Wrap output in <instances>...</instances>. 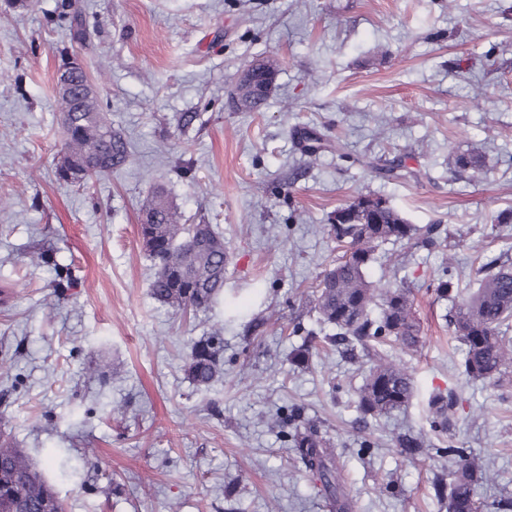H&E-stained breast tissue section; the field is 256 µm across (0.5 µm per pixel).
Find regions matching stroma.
Listing matches in <instances>:
<instances>
[{
	"label": "stroma",
	"mask_w": 512,
	"mask_h": 512,
	"mask_svg": "<svg viewBox=\"0 0 512 512\" xmlns=\"http://www.w3.org/2000/svg\"><path fill=\"white\" fill-rule=\"evenodd\" d=\"M60 3L0 0V432L66 512H333L271 426L294 406L333 452L346 512H447L433 482L451 462L394 439L431 436L429 397L448 389L460 406L447 442L483 458L477 498L495 512L512 494V366L495 383L463 375L455 304L436 285L452 276L465 297L482 263L512 261V224L492 221L512 207V0H79L82 48ZM74 52L131 149L85 188L55 176V83ZM257 62L275 67L274 90L238 109L236 81ZM468 152L481 169L457 172ZM400 157L415 177L375 172ZM160 188L229 255L223 298L191 319L150 295L138 215ZM361 196L439 227L435 245L390 242L366 267L375 293L409 291L422 344L390 356L413 380L409 403L365 425L363 352L290 360L344 253L329 217ZM34 251L71 265L74 287L54 296ZM216 331L224 374L195 387L186 358ZM61 7L62 12L59 17L62 18L69 32L71 42L86 44L89 40V32L81 8L73 4L71 0H65Z\"/></svg>",
	"instance_id": "35a3bbf8"
}]
</instances>
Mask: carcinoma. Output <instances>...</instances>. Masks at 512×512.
<instances>
[{
  "label": "carcinoma",
  "instance_id": "obj_1",
  "mask_svg": "<svg viewBox=\"0 0 512 512\" xmlns=\"http://www.w3.org/2000/svg\"><path fill=\"white\" fill-rule=\"evenodd\" d=\"M73 43L85 44L89 32L83 12L71 0H64L60 14ZM62 112L63 157L56 168L58 180L85 187L100 175L124 165L130 157L129 145L112 130L101 112V104L88 100L79 111H71L69 101L58 96ZM379 177L392 181L405 176V166L397 163L375 167ZM376 204L373 224H329V233L350 245V256L328 269L317 289L315 309L319 330H310L305 348L295 356L299 364L309 362L319 333L329 343L360 346L375 365L357 393V409L365 417L376 418L400 409L413 395V382L404 370L386 362L377 347L390 339L408 350L419 344L420 328L413 302L404 288L387 291L381 298L380 313L372 316L376 296L365 277V269L377 247L389 241L419 239L434 244L438 225L417 229L381 199ZM139 224L143 248L155 269L151 295L159 304L183 312L207 311L224 293V272L228 254L224 238L211 224H185L182 212L164 195L157 194L142 206ZM30 262L43 264L54 274L51 286L70 288L73 279L59 264L38 253ZM476 290L463 299L450 324L465 346L464 372L474 379L493 381L512 364V267L497 260L483 264ZM224 345L219 336H206L192 346L184 365L187 379L196 386H209L224 374ZM458 399L453 390L439 392L429 400L434 432L444 437L456 417ZM296 456L319 475L328 497L340 503V480L331 464L326 441L317 434L294 427L290 434ZM453 463V478L447 485L434 484L436 497L447 502L448 512H481L476 498L483 464L465 448L435 449ZM0 512H65L64 501L33 465L29 457L9 443L0 444Z\"/></svg>",
  "mask_w": 512,
  "mask_h": 512
}]
</instances>
